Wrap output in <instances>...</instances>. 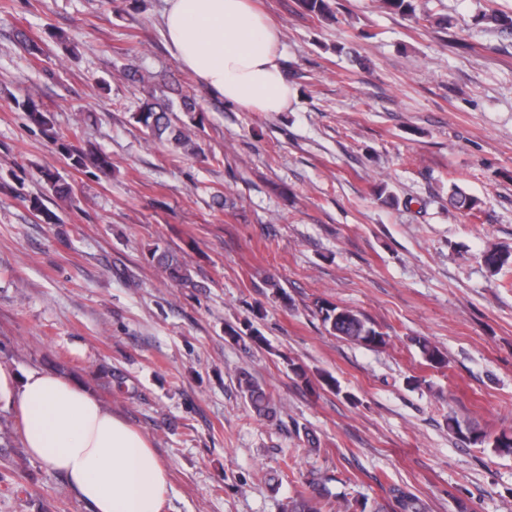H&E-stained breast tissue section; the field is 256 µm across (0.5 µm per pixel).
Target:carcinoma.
<instances>
[{"label": "carcinoma", "instance_id": "cac0c4a2", "mask_svg": "<svg viewBox=\"0 0 512 512\" xmlns=\"http://www.w3.org/2000/svg\"><path fill=\"white\" fill-rule=\"evenodd\" d=\"M301 6L307 15L319 21L336 19L333 0H301ZM17 106L27 113L32 124L39 127L59 146L69 167L80 170L92 166L104 174L112 173V160L107 154L90 146L72 144L70 134L56 129L52 113L43 110L35 100L27 98L17 102ZM176 112L193 115L201 113L202 108L195 95L190 93L180 91L178 98L173 100L165 95L158 97L149 91L141 100L137 111L132 114V119L140 126L147 140L166 142L182 150L186 155H196L200 148L194 142L189 126L173 124L172 116ZM41 178L46 186L48 198L53 201L56 208L63 210L76 204L77 196L73 184L57 170L43 168ZM27 201L30 209L41 216L45 223H59V216L45 205L42 196H32L27 198ZM448 202L458 210H480L478 199L457 186L452 187ZM153 258L172 281L186 286L193 283L188 265L178 253L157 249L153 252ZM484 262L489 273L495 275L504 266L512 263V252L493 244L484 253ZM320 313L326 330L334 336L362 345L385 344L383 334L377 331L367 318L348 308L322 307ZM420 348L424 359L430 365H444L445 357L437 346L423 341ZM239 388L247 406L257 415L272 417L276 414L271 394L245 371L240 373ZM473 438L478 444L490 446L497 455H512V435L502 434L491 439L481 433L473 435ZM391 492L390 512H421V503L413 493L401 486L393 487Z\"/></svg>", "mask_w": 512, "mask_h": 512}]
</instances>
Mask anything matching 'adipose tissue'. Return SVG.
Returning a JSON list of instances; mask_svg holds the SVG:
<instances>
[{"mask_svg": "<svg viewBox=\"0 0 512 512\" xmlns=\"http://www.w3.org/2000/svg\"><path fill=\"white\" fill-rule=\"evenodd\" d=\"M161 31L181 67L224 101L287 111L282 32L251 0H164ZM21 418L28 454L62 474L91 512H163L169 477L151 439L54 371L0 366V404Z\"/></svg>", "mask_w": 512, "mask_h": 512, "instance_id": "ef3b65f1", "label": "adipose tissue"}]
</instances>
